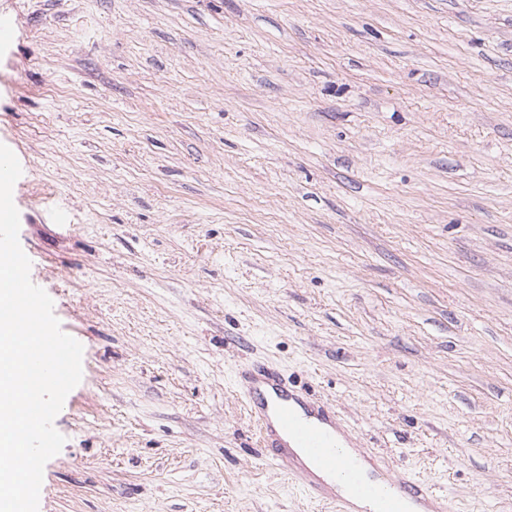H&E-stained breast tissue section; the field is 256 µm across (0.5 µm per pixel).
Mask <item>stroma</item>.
<instances>
[{"instance_id":"obj_1","label":"stroma","mask_w":512,"mask_h":512,"mask_svg":"<svg viewBox=\"0 0 512 512\" xmlns=\"http://www.w3.org/2000/svg\"><path fill=\"white\" fill-rule=\"evenodd\" d=\"M0 15L19 242L83 346L39 512H336L261 448L251 362L512 512V0Z\"/></svg>"}]
</instances>
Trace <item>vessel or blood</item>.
Here are the masks:
<instances>
[{"label":"vessel or blood","mask_w":512,"mask_h":512,"mask_svg":"<svg viewBox=\"0 0 512 512\" xmlns=\"http://www.w3.org/2000/svg\"><path fill=\"white\" fill-rule=\"evenodd\" d=\"M236 389L273 464L284 469L309 499L331 501L340 512H349L355 497L377 503L379 512H407L412 502L425 506L426 512H449L448 499L419 479H381L378 470L366 469L343 451L342 440L353 439L354 434L344 428L335 409L289 388L274 369H239ZM324 471L347 486L349 497H340L326 486L320 477Z\"/></svg>","instance_id":"b4317fda"}]
</instances>
